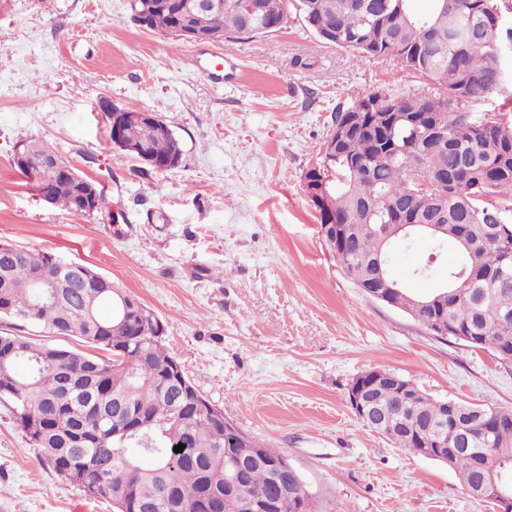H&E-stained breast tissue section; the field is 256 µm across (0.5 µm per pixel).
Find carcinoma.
<instances>
[{
    "mask_svg": "<svg viewBox=\"0 0 512 512\" xmlns=\"http://www.w3.org/2000/svg\"><path fill=\"white\" fill-rule=\"evenodd\" d=\"M413 0H294L307 28L322 24L332 31L328 44L362 58H392L429 82V92L393 96L368 94L348 111L362 130L347 136L342 153L329 161L333 180L317 205L319 224H369L348 235L343 244L326 242L353 279L371 276L376 258L395 268L398 250L385 241L382 226L416 221L402 250H429L415 274H433L441 242L466 233L473 250L459 247L458 262L448 268V296L442 308L425 314L448 324V335L468 338L471 348L492 350L503 364H512V271H505V252L512 248V124L477 118L468 105L499 93L497 88L498 14L511 12L512 0H431L419 13ZM268 15L283 28L288 0H266ZM245 24L236 0L222 8L194 11L192 29L240 38ZM447 113L445 142L430 149L406 119L433 129L431 113ZM128 136L146 143L155 165H164L183 151L168 125H135ZM420 157L416 173L404 168L403 157ZM460 177L453 192L436 189L416 193L412 177ZM78 184L57 177L44 186L52 203L77 214ZM501 211L503 227L493 231L487 212ZM95 269L48 252L0 242V319L17 332L0 334V348L10 352L0 364V403L12 405L17 426L61 476L80 485L91 497H104L127 507L153 505L152 512H195L196 498H213L224 507V476L230 455L247 466L246 485L267 492L275 480L270 470L253 461L251 449L263 448L269 460L282 452L248 438L247 447L231 446L205 406L178 391L173 377L180 363L164 347L160 319L153 313L117 324L115 314L100 308L113 304L125 291L87 288L85 277ZM64 285L54 299L32 284ZM26 326H44L51 333L78 339L86 350L36 343L18 334ZM107 351L109 358L89 353ZM125 395L141 428L115 431L108 407L112 397ZM380 407L399 414L407 424L393 422L382 434L415 455L426 456L429 439L444 422V402L420 391L411 403L395 386L375 389ZM459 419L470 425L468 451L450 457L448 467L471 489L486 447L483 429L492 432V446L512 470V410L458 404ZM184 444L181 452L174 446Z\"/></svg>",
    "mask_w": 512,
    "mask_h": 512,
    "instance_id": "cac0c4a2",
    "label": "carcinoma"
}]
</instances>
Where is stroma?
I'll return each mask as SVG.
<instances>
[{"instance_id": "1", "label": "stroma", "mask_w": 512, "mask_h": 512, "mask_svg": "<svg viewBox=\"0 0 512 512\" xmlns=\"http://www.w3.org/2000/svg\"><path fill=\"white\" fill-rule=\"evenodd\" d=\"M423 87L392 59L322 43L293 11L276 33L200 45L138 26L130 0H0V241L91 266L157 315L198 391L284 452L316 512H498L358 419L347 391L385 368L434 399L508 409L512 365L357 288L303 187L336 109ZM109 105L160 116L180 166L141 174L110 138ZM23 139L104 187L111 214L45 202L13 164ZM457 257L448 242L435 277L411 275L413 253L396 268L424 295ZM0 512L113 506L42 461L0 404Z\"/></svg>"}]
</instances>
